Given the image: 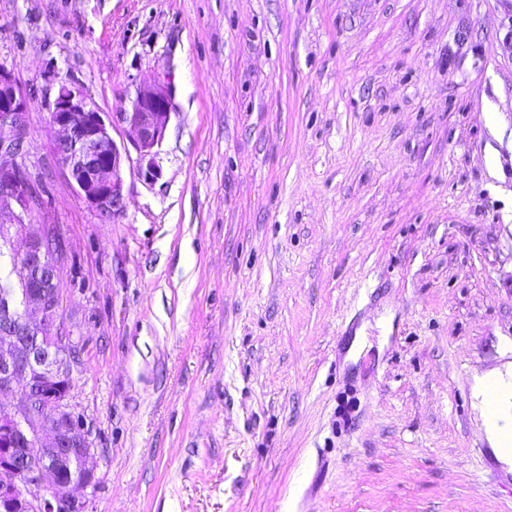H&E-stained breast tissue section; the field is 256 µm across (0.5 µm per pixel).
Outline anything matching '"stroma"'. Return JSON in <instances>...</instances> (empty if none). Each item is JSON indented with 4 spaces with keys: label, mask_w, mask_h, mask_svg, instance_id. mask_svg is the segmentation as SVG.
<instances>
[{
    "label": "stroma",
    "mask_w": 512,
    "mask_h": 512,
    "mask_svg": "<svg viewBox=\"0 0 512 512\" xmlns=\"http://www.w3.org/2000/svg\"><path fill=\"white\" fill-rule=\"evenodd\" d=\"M500 0H0L17 161L56 225L88 512H512L474 375L512 361ZM102 112L166 74L152 182L101 222L51 72ZM367 345L348 355L357 331Z\"/></svg>",
    "instance_id": "stroma-1"
}]
</instances>
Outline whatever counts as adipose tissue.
I'll use <instances>...</instances> for the list:
<instances>
[{"label":"adipose tissue","instance_id":"ef3b65f1","mask_svg":"<svg viewBox=\"0 0 512 512\" xmlns=\"http://www.w3.org/2000/svg\"><path fill=\"white\" fill-rule=\"evenodd\" d=\"M473 396L497 459L512 470V363L476 376Z\"/></svg>","mask_w":512,"mask_h":512}]
</instances>
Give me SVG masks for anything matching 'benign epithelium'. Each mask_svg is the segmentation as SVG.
I'll list each match as a JSON object with an SVG mask.
<instances>
[{
	"instance_id": "7a95c632",
	"label": "benign epithelium",
	"mask_w": 512,
	"mask_h": 512,
	"mask_svg": "<svg viewBox=\"0 0 512 512\" xmlns=\"http://www.w3.org/2000/svg\"><path fill=\"white\" fill-rule=\"evenodd\" d=\"M51 81L58 85L45 108L58 130L52 151L86 205L101 220H114L126 210L123 165L129 154L114 141L105 113L79 88L56 73ZM172 109L161 75L137 89L131 111L112 113L134 131L138 173L147 181L160 174L155 148ZM29 110L30 98L0 66V212L8 210L20 225L42 206L30 175L14 160L23 152ZM0 246L13 256L19 288L18 305L0 313V393L13 396L10 406L0 405V512H86L80 491L94 482L96 448L69 403L83 342L63 323L56 287L65 242L56 227L43 224L18 252L1 224ZM45 482L52 486L47 497L35 492Z\"/></svg>"
}]
</instances>
